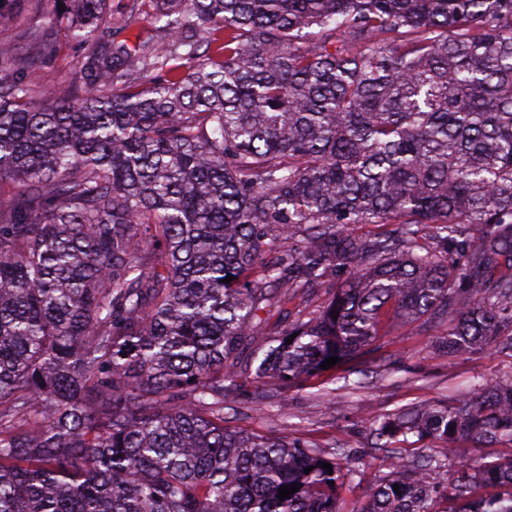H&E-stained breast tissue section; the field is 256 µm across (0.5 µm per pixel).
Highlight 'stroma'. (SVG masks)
I'll return each mask as SVG.
<instances>
[{
    "label": "stroma",
    "mask_w": 512,
    "mask_h": 512,
    "mask_svg": "<svg viewBox=\"0 0 512 512\" xmlns=\"http://www.w3.org/2000/svg\"><path fill=\"white\" fill-rule=\"evenodd\" d=\"M82 48L65 33L51 41L35 74L42 104H51L64 83L79 84ZM433 336L412 325L387 328L356 356L305 380L287 398L274 400L281 424L295 436L331 447L351 448L358 462L354 481L340 492L344 512H351L362 487L384 472L380 454L370 447L365 416L432 398H451L473 382L512 371V356L488 347L475 353L435 356Z\"/></svg>",
    "instance_id": "stroma-1"
}]
</instances>
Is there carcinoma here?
Returning <instances> with one entry per match:
<instances>
[{
	"mask_svg": "<svg viewBox=\"0 0 512 512\" xmlns=\"http://www.w3.org/2000/svg\"><path fill=\"white\" fill-rule=\"evenodd\" d=\"M148 2L132 40L112 0L0 39V512H343L350 451L263 388L394 323L512 352V0ZM62 29L84 96L43 105ZM243 400L266 431L227 425ZM370 434L351 512H512V453L455 448L512 447V372Z\"/></svg>",
	"mask_w": 512,
	"mask_h": 512,
	"instance_id": "1",
	"label": "carcinoma"
}]
</instances>
